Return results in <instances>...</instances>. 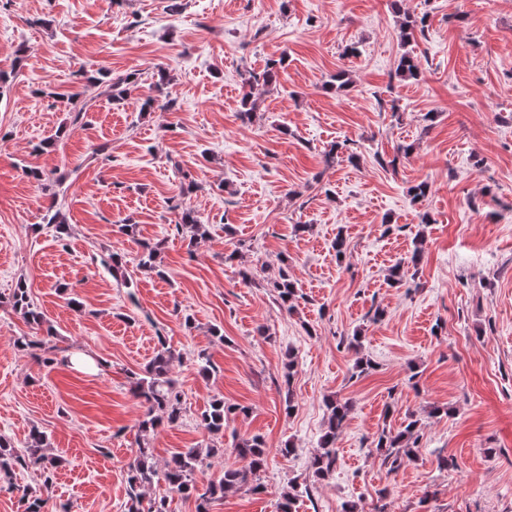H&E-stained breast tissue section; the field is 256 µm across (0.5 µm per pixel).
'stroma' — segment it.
Masks as SVG:
<instances>
[{
  "mask_svg": "<svg viewBox=\"0 0 512 512\" xmlns=\"http://www.w3.org/2000/svg\"><path fill=\"white\" fill-rule=\"evenodd\" d=\"M392 3L0 0V434L18 447L31 429L47 435L63 460L52 505L126 512L142 412L130 383L163 337L181 356L184 416L153 436L156 463L204 446L198 416L217 397L243 407L225 437L268 448L260 493L225 494L211 512H277L293 482L310 490L298 512H512V0ZM407 14L426 21L408 43ZM408 50L420 75L404 82ZM279 57L277 83L247 90L246 70ZM160 69L173 80L159 90ZM100 70L138 84L111 101L85 85ZM342 70L352 84L339 92ZM80 91L91 103L75 125L55 97ZM344 141L356 161L328 159ZM422 181L428 194L411 200ZM181 205L207 226L197 243L176 227ZM52 209L64 238L45 221ZM125 220L132 234H114ZM144 240L159 244L163 276L140 268ZM417 247V275L390 285ZM284 262L304 294L291 313L267 286ZM21 281L68 365L16 347L33 333L10 303ZM361 359L372 367L358 377ZM330 397L351 410L336 470L316 481L308 459ZM434 405L445 414L429 416ZM411 414L416 457L389 469L372 438ZM288 441L297 455H281Z\"/></svg>",
  "mask_w": 512,
  "mask_h": 512,
  "instance_id": "35a3bbf8",
  "label": "stroma"
}]
</instances>
